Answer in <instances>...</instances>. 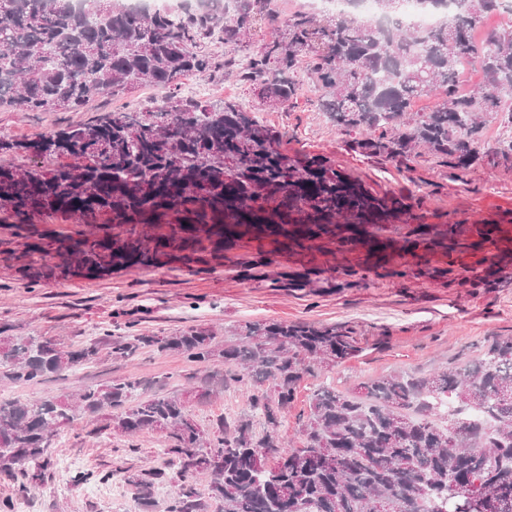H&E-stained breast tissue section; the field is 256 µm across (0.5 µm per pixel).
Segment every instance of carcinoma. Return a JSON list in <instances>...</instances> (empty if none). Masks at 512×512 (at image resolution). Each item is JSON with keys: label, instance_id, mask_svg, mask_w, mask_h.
<instances>
[{"label": "carcinoma", "instance_id": "1", "mask_svg": "<svg viewBox=\"0 0 512 512\" xmlns=\"http://www.w3.org/2000/svg\"><path fill=\"white\" fill-rule=\"evenodd\" d=\"M89 2L90 14L74 0H0V107L77 110L96 96L147 83L162 96L149 118L114 111L34 141L0 137V154L31 157L27 165L0 164V214L25 227L52 215L94 227L51 240L25 230V254L38 280L70 270L95 278L114 266H164L179 253L221 259L225 218L238 206L246 227L273 225L287 237L294 214L303 236L317 237L333 222L342 242L379 231L365 225L391 214L403 224V243H425L426 226L411 224L410 206L370 194L324 159L293 163L252 110L231 101L182 104V76L235 67L260 105L283 112L298 101L305 78L318 91L317 109L339 130L358 133L351 148L396 166L422 156L424 147L457 180L478 159L475 143L485 127L479 113L501 112L502 99L512 97V31L489 36L480 48L472 35L482 14L503 0H453L456 18L433 29L382 28L353 12L325 19L296 12L248 53L245 67L233 58L216 62L206 44L237 46L258 20L274 22L270 0H235L231 12L198 0L175 13ZM474 58L483 83L461 96L458 68ZM434 90L435 109L412 117L413 102ZM492 232L450 224L448 252L473 247V234L489 242ZM143 348L179 351L200 363L222 355L235 366L224 383L249 388V406L266 430L257 433L244 419L219 420L207 433L186 400L143 397L133 380L87 387L74 397L0 400V472L39 480L59 430L107 411L125 436L169 429L163 453L182 485L167 512H206L192 484L203 474L224 512H373L376 505L448 512V500L458 498L477 501L478 512H512V337L490 340L464 369L390 375L361 384L356 395L323 387L291 443L280 439L281 418L299 383L356 356L354 329L252 321L220 350L211 330L190 327L170 336H127L112 353L127 358ZM97 352L94 343L63 350L49 338L0 339V365L11 367L15 381L59 376ZM441 396L487 420L452 413L448 424L436 422L429 412ZM165 478L162 468L134 478L141 512H150L147 489Z\"/></svg>", "mask_w": 512, "mask_h": 512}]
</instances>
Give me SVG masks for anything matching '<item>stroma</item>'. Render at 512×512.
<instances>
[{
  "mask_svg": "<svg viewBox=\"0 0 512 512\" xmlns=\"http://www.w3.org/2000/svg\"><path fill=\"white\" fill-rule=\"evenodd\" d=\"M193 80L209 87L208 102L232 99L252 108L260 123L281 132L280 149L290 159L324 158L372 194L403 199L418 223L438 230L455 222L499 225L493 250L498 287L474 284L473 271L485 268L483 252L451 256L442 247H422L347 288L346 272L368 260L363 245L315 240L290 247L274 236L250 234L227 244L223 259L208 263L176 259L161 268H115L92 279L68 275L36 281L25 268L16 227L0 223V338L46 336L72 349L98 344L92 363L61 379L18 383L1 368V399L34 401L130 379L140 381L146 395L189 394L188 409L204 428L220 418L231 423L247 416L259 432L264 420L251 411L244 388L225 383L223 360L196 363L178 352L147 349L118 358L113 345L126 336L169 335L192 326L232 341L241 325L255 320L352 326L361 352L302 381L280 428L289 439L321 386L353 393L360 383L389 374L430 376L478 360L489 340L512 337V163L495 155L502 114L487 115L476 144L479 158L461 183L427 152L400 173L352 150L349 136L338 132L309 97H301L293 111L268 112L235 70L197 74ZM159 96L158 88L144 84L127 94L93 99L76 112L0 108V135L32 140L72 123L95 122L107 112L148 109ZM447 266L451 274L430 276V269ZM296 274L308 277L307 288L287 287L288 277ZM166 444L161 432L128 442L103 416L78 420L54 438L53 461L28 493L18 491L20 473L0 472V500L11 499L13 512H133L138 501L131 478L160 467Z\"/></svg>",
  "mask_w": 512,
  "mask_h": 512,
  "instance_id": "35a3bbf8",
  "label": "stroma"
}]
</instances>
